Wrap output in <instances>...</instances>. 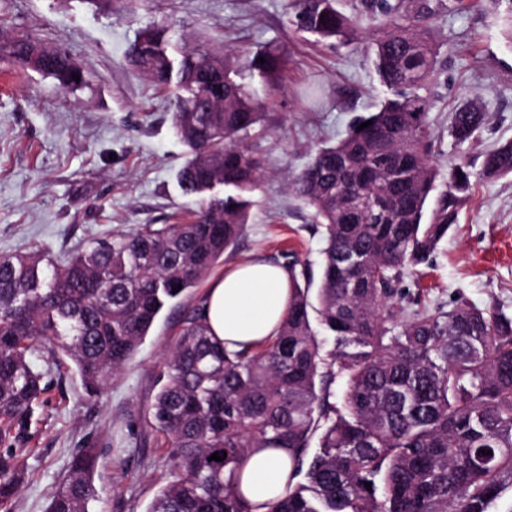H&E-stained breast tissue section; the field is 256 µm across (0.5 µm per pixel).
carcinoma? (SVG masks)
<instances>
[{"mask_svg":"<svg viewBox=\"0 0 512 512\" xmlns=\"http://www.w3.org/2000/svg\"><path fill=\"white\" fill-rule=\"evenodd\" d=\"M410 2L363 0L346 14L336 0H286L294 31L318 43L371 25L389 95L359 119L371 125L319 148L291 181L325 245L315 289L309 264L288 261L279 335L229 352L202 305L188 312L149 408L173 480L146 512H252L239 480L256 448L284 449L292 461L287 492L268 512H489L512 486V316L464 298L429 307L416 295L403 319L394 303L404 273L431 260L473 186L469 165L444 175L431 161L427 29L439 4L417 0L412 12ZM126 58L167 92L174 134L189 148L178 175L189 220L118 230L61 263L41 251L0 256V512L25 479L51 364L72 363L86 392L102 396L160 313L234 248L259 186L260 161L244 141L264 118L260 92L278 86L280 46L237 54L156 24ZM0 60L66 92L93 81L66 52L30 38L1 37ZM483 123L461 103L450 132L464 143ZM510 174L512 140L484 155L478 176ZM214 453L223 460H209ZM98 458L92 444L73 451L48 512H90Z\"/></svg>","mask_w":512,"mask_h":512,"instance_id":"cac0c4a2","label":"carcinoma"}]
</instances>
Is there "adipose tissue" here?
<instances>
[{"label":"adipose tissue","instance_id":"obj_1","mask_svg":"<svg viewBox=\"0 0 512 512\" xmlns=\"http://www.w3.org/2000/svg\"><path fill=\"white\" fill-rule=\"evenodd\" d=\"M290 279L284 267L264 258L229 266L204 299V312L214 336L230 350L258 347L278 336L288 310ZM287 452L259 448L245 462L239 490L258 512L287 487Z\"/></svg>","mask_w":512,"mask_h":512}]
</instances>
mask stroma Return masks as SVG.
<instances>
[{"label": "stroma", "instance_id": "35a3bbf8", "mask_svg": "<svg viewBox=\"0 0 512 512\" xmlns=\"http://www.w3.org/2000/svg\"><path fill=\"white\" fill-rule=\"evenodd\" d=\"M430 31L437 73L428 90L431 159L442 171L512 140V41L503 25L512 0H442ZM149 22L175 26L188 40L255 50L274 42L287 65L266 109L265 136L248 139L263 160L255 207L234 251L211 271L253 255L294 252L319 264L322 228L288 188L317 149L346 136L352 121L384 97L367 57L372 31L356 45H320L290 29L284 0H143L134 10L86 0H0V31L62 49L93 75L68 93L56 82L0 61V255L45 247L62 259L113 230L171 224L186 200L176 180L186 147L176 138L165 93L131 73L126 49ZM317 85L323 103L302 91ZM469 102L486 115L477 137L457 144L450 112ZM208 281L165 308L134 357L98 398H88L72 366L54 367L38 412L37 452L12 512H46L74 448H100L98 497L91 512H145L172 478L164 437L151 425L155 379ZM407 295L429 306L466 298L512 315V176L475 182L457 224L432 260L405 275Z\"/></svg>", "mask_w": 512, "mask_h": 512}]
</instances>
